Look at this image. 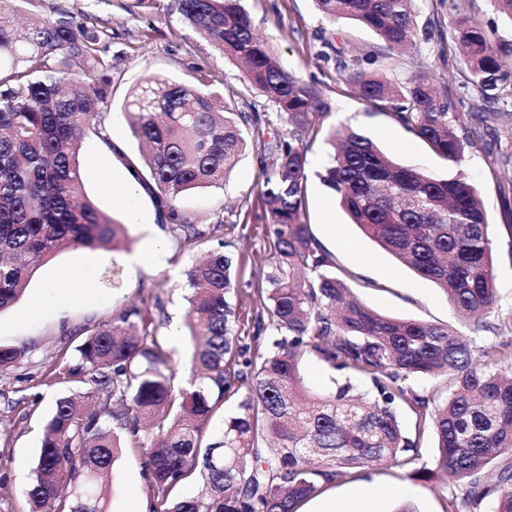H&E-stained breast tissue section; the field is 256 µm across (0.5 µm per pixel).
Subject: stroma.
Wrapping results in <instances>:
<instances>
[{"label":"stroma","mask_w":512,"mask_h":512,"mask_svg":"<svg viewBox=\"0 0 512 512\" xmlns=\"http://www.w3.org/2000/svg\"><path fill=\"white\" fill-rule=\"evenodd\" d=\"M257 35L271 48L279 64L307 82L317 83L331 102L333 112L326 130L308 144L310 174L306 183L304 218L321 247L334 259L336 276L355 296L376 312L461 328L462 322L447 296L431 281L395 260L365 236L320 182L317 173L327 164L332 148L329 127L351 126L370 137L398 163L452 175L453 167L433 154L413 131L390 113L368 105L341 82L336 69L337 51H364L380 44L378 35L356 23H329L313 0H243ZM15 18L45 20L65 18L102 30L98 45L108 61L96 79L103 98L95 108L111 134L119 138L122 154L112 152L94 135L87 134L82 155L96 171L86 184L88 195L102 212L126 224L127 236L117 247L70 249L54 255L50 267L62 274L86 271L96 286L78 304L65 301L43 308L33 319L23 318L31 300L42 288L41 274H34L21 300L0 312V343L24 348L14 367L0 372V512H28L25 489L41 448L44 424L55 403L65 396L89 392L87 373L81 368L78 349L86 339L85 327L107 323L125 309L149 305L163 345L175 369L174 389L185 385L184 370L195 341L185 325L186 292L181 287L185 270L204 256L206 242L188 247L158 218L154 201L142 194L140 205L149 221L130 226L104 182L122 166L141 164V149L129 133L126 102L132 89L148 80L172 79L212 92L236 110L254 105L267 111L258 90L251 88L240 65L220 55L211 43L184 22L179 0H18ZM418 24L433 33L414 51L379 62L387 75L405 78L424 70L439 85L464 79L461 56L452 38L453 19L464 16L495 30L500 43L512 51V19L499 14L493 0H418ZM332 33L324 46L322 32ZM477 132L494 144L493 153L472 151L464 169L478 188L495 242L494 274L497 302L489 315L500 324L512 320V105ZM247 149L222 187L193 190L182 195L176 208L194 224H223L224 239L240 254L239 307L243 340H250L257 298L263 286L259 276L274 255V244L264 234L270 215L260 200L261 171L256 153L260 142L253 130H245ZM162 238L168 248V265L130 275L120 257L146 240ZM179 337H172V330ZM143 450L129 438L115 463L109 485L108 512H147L150 495L142 469ZM409 467L389 462L362 467L337 480L323 492L303 502L299 512H319L327 501L343 507H362L364 512H389V490L399 491L418 512H449L458 483L410 476Z\"/></svg>","instance_id":"35a3bbf8"}]
</instances>
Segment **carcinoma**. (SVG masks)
Instances as JSON below:
<instances>
[{"label": "carcinoma", "mask_w": 512, "mask_h": 512, "mask_svg": "<svg viewBox=\"0 0 512 512\" xmlns=\"http://www.w3.org/2000/svg\"><path fill=\"white\" fill-rule=\"evenodd\" d=\"M0 0V66L10 68L0 89V312L23 296L32 275L55 253L95 249L127 236L85 191L81 143L83 116L101 98L95 74L103 67L98 30L65 19L32 21L19 30ZM331 23L356 21L382 44L338 62L340 80L391 115L457 168L448 178L402 165L351 127L320 173L353 223L400 264L434 282L468 333L389 317L363 305L332 276L331 256L302 220L308 179L307 141L323 129L331 102L314 83L283 69L254 33L242 0H180V12L220 53L245 68L248 82L278 111L286 132L262 141L261 200L275 247L261 273V314L246 344L240 313L231 300L239 261L225 252L224 225L203 230L178 216L177 199L204 187H221L246 144L243 127L259 132L266 115L253 109L230 116L216 97L178 81L137 87L127 108L131 136L149 147L148 175L139 180L159 216L188 246L210 237L208 258L185 272L195 345L188 388L175 394L171 358L152 319L139 308L117 322L85 328L79 348L92 394L117 411L87 414L77 397H62L45 425L26 488L31 512H108V477L118 458L120 434L142 436L151 512H298L302 502L362 466L416 463L417 442L401 427L397 407L417 415L418 433L437 438L433 467L465 485L450 512H475L495 496L496 512H512V339L478 345L485 332L502 330L486 320L495 304L494 241L475 187L465 176L466 153L484 148L468 134L474 113L488 121L497 105L512 102V66L494 31L468 18L455 21L454 40L466 79L462 94L472 111L456 112L448 88L423 73L397 82L373 69L377 60L417 47L416 0H315ZM66 54L83 72L73 78L50 69ZM276 162L267 167L265 154ZM312 352L330 371V384L311 394L301 383L299 360ZM24 355L0 345V372ZM371 384L360 392L351 375ZM448 379V396L414 387L417 377ZM251 381L234 414L213 442L201 447L204 427L226 393ZM497 465L493 483L483 473ZM197 494L172 493L194 472Z\"/></svg>", "instance_id": "obj_1"}]
</instances>
